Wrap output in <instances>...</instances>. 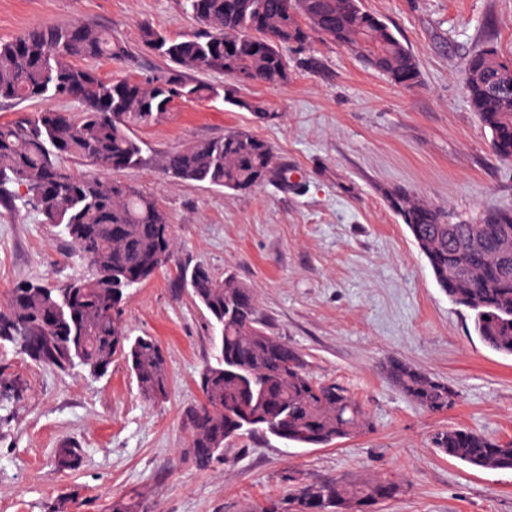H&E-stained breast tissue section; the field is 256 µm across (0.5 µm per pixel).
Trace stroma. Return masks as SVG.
I'll return each mask as SVG.
<instances>
[{
	"label": "stroma",
	"instance_id": "35a3bbf8",
	"mask_svg": "<svg viewBox=\"0 0 512 512\" xmlns=\"http://www.w3.org/2000/svg\"><path fill=\"white\" fill-rule=\"evenodd\" d=\"M416 55L420 83L405 89L349 49L313 35L285 51L287 85H240L241 106L182 102L136 128L145 161L107 179L154 194L167 212L176 261L124 293L130 336L157 337L169 395L148 402L123 363L93 378L38 365L0 340V512H106L138 495L149 512H242L279 497L289 470L307 480L401 486L377 512H512V471L475 470L441 454L454 428L512 439V357L486 347L473 314L437 285L385 194L403 189L473 220L512 208V161L491 151L465 98L468 57L488 43L512 56V0H363ZM88 22L111 31L124 59L97 62L104 78L144 80L171 63L145 49L148 23L173 39L197 21L181 0H0V41L42 24ZM262 104L280 112L258 120ZM244 128L267 141L276 177L248 192L167 177L158 159ZM204 265L253 288L271 333L303 356L315 380L346 387L372 427L326 448L270 435L229 441L199 469L188 453L187 411L202 400L199 373L214 360V331L182 282ZM90 269L33 208L0 206V305L14 288H59ZM398 360L448 383L456 403L432 414L382 371ZM70 443L79 464L59 469Z\"/></svg>",
	"mask_w": 512,
	"mask_h": 512
}]
</instances>
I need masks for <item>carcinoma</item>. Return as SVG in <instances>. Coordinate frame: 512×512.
<instances>
[{"instance_id": "cac0c4a2", "label": "carcinoma", "mask_w": 512, "mask_h": 512, "mask_svg": "<svg viewBox=\"0 0 512 512\" xmlns=\"http://www.w3.org/2000/svg\"><path fill=\"white\" fill-rule=\"evenodd\" d=\"M199 29L181 40L149 24L140 28L142 43L175 67L139 82L135 97L124 81L99 76L94 63L122 58L125 47L108 30L85 23L38 25L0 42V103L20 105L56 99L76 104L73 111L45 108L21 112L0 123V204L16 201L61 228L92 274L61 288L24 284L0 309V339L19 347L40 364L92 376L124 361L147 401L168 397V362L153 336H129L122 323L121 289L115 282L128 269L143 280L168 267L176 244L169 217L158 199L133 185L66 166L79 159L103 170L114 160L134 169L142 147L139 126L162 121L174 104L219 96L214 86L190 81L187 73H219L239 83L281 87L291 72L283 48L304 45L319 33L358 54L373 70L401 86L419 84L413 52L361 0H182ZM465 98L491 134L496 156L512 160V58L489 43L470 56L463 77ZM173 179L206 182L247 192L271 180L274 152L245 130H229L220 139L196 142L159 160ZM61 179L54 197L33 204L46 173ZM25 189L20 194L9 189ZM391 209L410 230L439 287L473 313L474 329L491 350L512 356V209L490 207L474 224H450L438 208L406 191L386 194ZM106 211L126 234L113 239L98 221ZM189 284L194 301L219 327L217 365L205 366L199 386L203 400L188 413L190 444L196 464L207 467L224 443L262 432L303 448L329 446L369 429L367 413L344 387L318 382L306 371L299 352L269 331L254 291L232 276L219 279L205 266L193 268ZM19 293L28 296L22 307ZM59 313V326L42 331L38 315ZM384 372L418 406L442 413L455 405L448 384L397 360ZM436 447L473 469L512 470V440H491L468 429H449L435 437ZM399 486L375 479L360 485L338 481H299L288 475V488L265 505L243 512H371L395 497ZM109 512H144L133 497L112 500Z\"/></svg>"}]
</instances>
